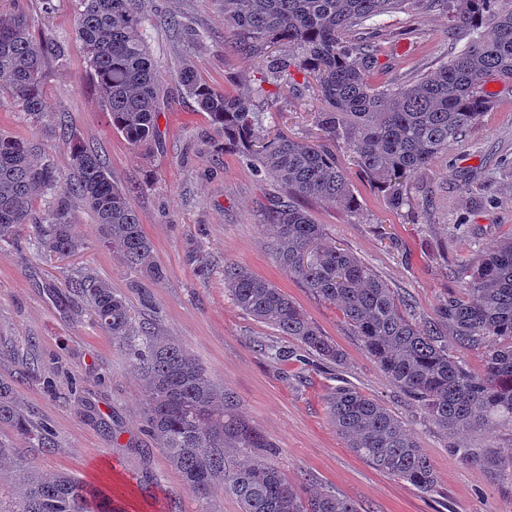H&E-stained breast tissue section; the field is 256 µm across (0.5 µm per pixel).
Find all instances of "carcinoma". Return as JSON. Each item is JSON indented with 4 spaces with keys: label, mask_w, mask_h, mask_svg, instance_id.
<instances>
[{
    "label": "carcinoma",
    "mask_w": 512,
    "mask_h": 512,
    "mask_svg": "<svg viewBox=\"0 0 512 512\" xmlns=\"http://www.w3.org/2000/svg\"><path fill=\"white\" fill-rule=\"evenodd\" d=\"M418 0H224V26L232 47L263 59L272 45H288L276 70L261 81L288 86L290 68L313 79L324 108L314 113L323 133L316 142L285 134L257 140L261 112L243 95L217 91L194 66L179 73L186 93L211 125L224 133L260 172L282 187L264 207L261 227L275 261L319 299L339 306L345 322L386 378L411 396L443 431L476 432L489 424L512 429V237L467 265L468 298H448L439 319L419 324L391 288L353 252L336 247L325 225L313 222L308 201L355 203L345 170L332 150L347 142L360 171L386 192L390 207L406 205L403 187L458 140L489 108L482 82L512 79V0H459L456 28L465 46L438 71L411 86L376 89L371 43L349 45L343 34L392 9ZM79 39L112 129L133 147L158 137L160 87L142 32V0H80ZM488 27L484 38L480 29ZM64 51L61 41L32 33L28 15L0 17V87L22 111L43 112L45 62ZM76 175L64 178L50 162L32 158L30 143L0 132V243L23 227L38 250L65 255L79 249L70 232L74 202L90 210L103 242L142 275L164 271L127 191L97 152L71 140ZM54 196L33 222L32 200ZM95 322L125 348L140 373L144 418L171 467L201 500L222 485L242 512H358L332 491L304 494L257 452L263 436L241 416L233 396L218 386L185 349L150 323L133 321L125 296L86 276L71 282ZM224 289L233 304L290 336L318 356L342 362L344 354L308 320L298 303L273 282L235 264H224ZM453 338L448 348L445 334ZM486 348L484 370H469L462 354ZM329 415L346 447L375 469L423 493L433 490L434 467L397 415L376 400L339 387L327 399ZM0 425L51 449L45 429L20 410L12 388L0 382ZM8 512H122L112 493L66 474H32Z\"/></svg>",
    "instance_id": "cac0c4a2"
}]
</instances>
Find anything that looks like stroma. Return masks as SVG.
Masks as SVG:
<instances>
[{
    "label": "stroma",
    "mask_w": 512,
    "mask_h": 512,
    "mask_svg": "<svg viewBox=\"0 0 512 512\" xmlns=\"http://www.w3.org/2000/svg\"><path fill=\"white\" fill-rule=\"evenodd\" d=\"M25 11L36 32L63 42L49 58L45 110L31 116L0 94V131L27 139L39 161L73 175L70 138L96 151L113 181L129 189L165 276L152 280L126 267L105 247L92 214L75 212L79 249L66 256L38 253L29 237L0 245V381L14 385V402L44 423L51 451L33 447L0 426V446L12 466L0 469V502L9 503L32 473H66L112 490L125 512H241L237 499L215 488L199 500L144 431L141 381L127 353L94 325L86 302L68 281L91 275L124 294L135 321L153 322L236 399L241 415L265 437L261 454L292 484L330 489L358 512H512V462L496 458L465 465L451 456L465 442L488 449L512 443V431L485 428L447 434L415 401L387 381L353 336L336 305L322 301L275 263L261 211L280 186L226 145L222 133L183 90L178 74L194 65L214 89L255 96L260 63L234 51L224 27V0H145L144 34L161 85L160 134L136 149L113 131L82 45L75 37L79 0H0V16ZM451 6L397 10L350 28L343 39L373 37L379 47L371 81L409 86L436 72L461 50L451 35ZM199 33L191 40L188 29ZM301 82L302 73H295ZM303 85V83H302ZM493 102L468 137L433 159L406 185L409 205L391 209L382 189L367 181L344 141L336 160L347 172L357 208L307 202L337 247L350 250L412 305L419 322L437 319L440 304L462 297L463 264L512 236V80L492 78ZM321 107L311 86L279 96L257 138L283 131L321 139L312 117ZM233 262L282 288L325 336L343 350L340 364L320 360L237 308L224 289ZM284 350L288 360L274 357ZM38 358L29 373L25 361ZM334 387H352L384 404L415 433L431 459L436 484L423 493L355 456L338 436L325 403Z\"/></svg>",
    "instance_id": "stroma-1"
}]
</instances>
